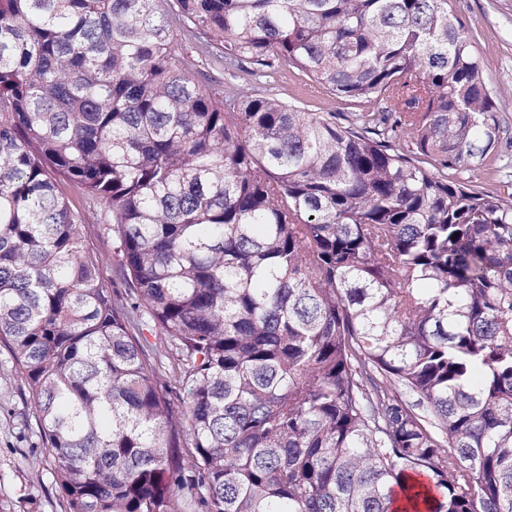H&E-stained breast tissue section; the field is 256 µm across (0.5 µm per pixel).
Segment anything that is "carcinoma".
Instances as JSON below:
<instances>
[{
  "instance_id": "1",
  "label": "carcinoma",
  "mask_w": 512,
  "mask_h": 512,
  "mask_svg": "<svg viewBox=\"0 0 512 512\" xmlns=\"http://www.w3.org/2000/svg\"><path fill=\"white\" fill-rule=\"evenodd\" d=\"M156 2L0 0V346L66 512H512V134L458 0ZM274 81L265 85L269 93L285 101L303 103L308 112H342L350 116V112H358V103L340 101L317 88L313 83L296 70L280 67ZM59 189L70 204L80 211L84 238L100 257L102 277L109 286L113 298L126 297L127 288L119 272L112 235L105 230V224L101 221L102 207L89 199L80 185L64 180L59 182Z\"/></svg>"
}]
</instances>
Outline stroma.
Here are the masks:
<instances>
[{
	"label": "stroma",
	"instance_id": "1",
	"mask_svg": "<svg viewBox=\"0 0 512 512\" xmlns=\"http://www.w3.org/2000/svg\"><path fill=\"white\" fill-rule=\"evenodd\" d=\"M459 9L477 42L502 122L512 128V0H460ZM267 89L280 99L303 103L312 112L347 115L358 109L357 103L337 100L298 71L285 67ZM59 189L79 210L83 235L100 257L102 277L113 297L123 298L126 287L112 236L101 221V206L89 199L80 185L64 180ZM46 460L26 386L9 352L0 348V512H65L66 502Z\"/></svg>",
	"mask_w": 512,
	"mask_h": 512
}]
</instances>
